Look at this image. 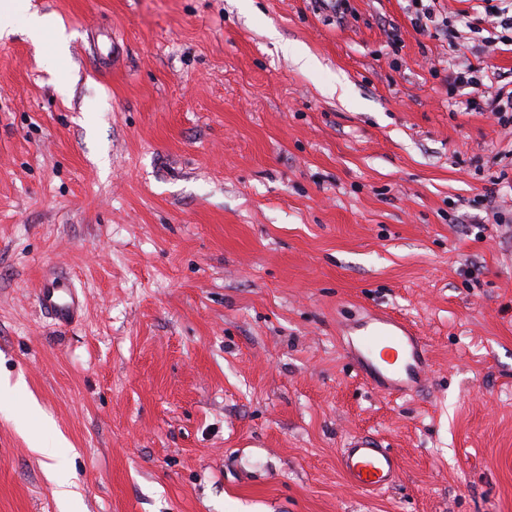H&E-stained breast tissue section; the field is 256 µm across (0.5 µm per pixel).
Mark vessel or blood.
I'll list each match as a JSON object with an SVG mask.
<instances>
[{"instance_id":"obj_1","label":"vessel or blood","mask_w":512,"mask_h":512,"mask_svg":"<svg viewBox=\"0 0 512 512\" xmlns=\"http://www.w3.org/2000/svg\"><path fill=\"white\" fill-rule=\"evenodd\" d=\"M39 303L60 328L70 324L84 305L71 282L63 277L42 281ZM354 328L355 335L346 341V353L366 382L390 397L423 387L428 357L412 326L391 315H369L357 321ZM337 462L346 481L364 492L389 488L399 477L394 451L371 435L351 438Z\"/></svg>"}]
</instances>
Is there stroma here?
Here are the masks:
<instances>
[{
	"label": "stroma",
	"mask_w": 512,
	"mask_h": 512,
	"mask_svg": "<svg viewBox=\"0 0 512 512\" xmlns=\"http://www.w3.org/2000/svg\"><path fill=\"white\" fill-rule=\"evenodd\" d=\"M29 4L0 39V512H512V130L470 106L512 46L483 0H431L444 32L411 0ZM366 310L422 336L420 393L355 370ZM364 433L399 457L380 492L337 466ZM39 303L59 328L70 324L84 305V301L71 282L63 277L42 281L39 289Z\"/></svg>",
	"instance_id": "1"
}]
</instances>
